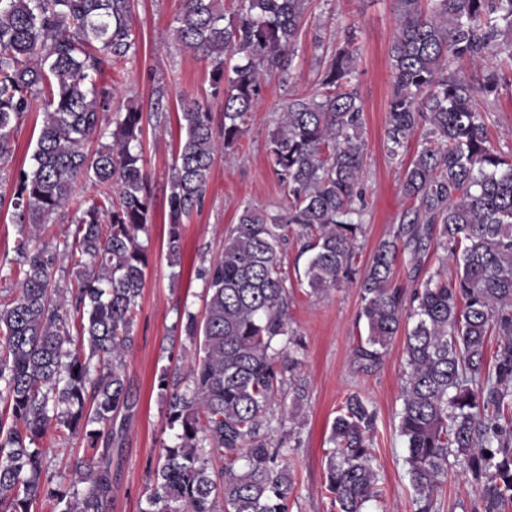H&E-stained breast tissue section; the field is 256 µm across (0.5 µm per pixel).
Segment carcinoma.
<instances>
[{"label":"carcinoma","instance_id":"1","mask_svg":"<svg viewBox=\"0 0 512 512\" xmlns=\"http://www.w3.org/2000/svg\"><path fill=\"white\" fill-rule=\"evenodd\" d=\"M183 0L173 37L210 65L211 96L224 105V159L234 155L268 80L287 82L310 0ZM387 156L404 166L412 202L391 237L359 267L366 209L363 107L354 37L322 49L319 91L288 98L268 131L266 154L287 195L276 213L246 206L204 270L203 316L183 325L195 345L188 375L157 387L178 428L149 494L152 512H289L294 481L272 444L274 407L304 400L301 343L289 313L281 248L292 234L307 255L298 285L322 295L360 290L366 328L352 352L369 375L403 338L398 433L414 512H434L451 470L475 486L473 512L512 510V151L488 137L489 107L507 79L466 75L455 61L512 59V0H393ZM133 0H0V163L34 105L42 124L32 165L15 176L0 209L19 226L3 264L18 280L0 299V512H106L107 459L137 413L125 357L147 258L139 242L153 205L141 149L144 112L112 111L116 74L138 54ZM186 135L169 175L170 256L201 206L218 149L209 103L181 97ZM422 131L408 164L401 150ZM96 138H108L94 151ZM93 194L74 195L78 181ZM74 229L54 246L41 231L63 210ZM454 265L424 272L432 245ZM408 291L394 283L398 256ZM71 262L61 293L55 272ZM493 355H488L490 340ZM376 410L346 396L333 420L325 490L334 512H366L381 497L372 465ZM81 440L73 472L87 487L54 482L53 447Z\"/></svg>","mask_w":512,"mask_h":512}]
</instances>
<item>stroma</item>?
<instances>
[{
  "label": "stroma",
  "mask_w": 512,
  "mask_h": 512,
  "mask_svg": "<svg viewBox=\"0 0 512 512\" xmlns=\"http://www.w3.org/2000/svg\"><path fill=\"white\" fill-rule=\"evenodd\" d=\"M181 0H134L133 25L140 50L114 84V103L136 104L143 112L162 100L159 128H146L142 151L151 176L153 208L149 228L140 235L148 258L136 318L134 347L126 357L127 375L139 399L122 447L113 449L109 468L112 501L108 512H148L149 474L167 446L176 441L157 388L163 371L187 369L194 346L183 331V314L201 313L202 273L224 246V234L244 205L279 210L284 191L266 157V139L276 111L288 95L317 91L320 45L335 46L353 34L358 48V89L363 105L367 209L360 262H367L378 243L388 238L409 208L401 190V170L384 148L388 97L392 85L389 50L398 27L393 0H312L292 57L287 81L271 78L265 102L236 148L232 162L217 158L201 207L186 220L180 252L170 258L168 171L185 136L179 122V97H203L209 91V67L181 49L172 38ZM42 116L25 115L18 126L11 160L0 164V195H10L19 168L31 165ZM358 288L343 285L316 296L294 288L289 312L305 345L303 372L308 394L295 421L273 435L285 447L282 459L294 481L290 512H330L326 496L328 437L336 410L347 394L373 403L377 420L372 464L379 476L381 500L369 512H413L406 477V448L397 432L403 343L389 348L380 370L356 372L351 351L364 329L356 323Z\"/></svg>",
  "instance_id": "1"
}]
</instances>
